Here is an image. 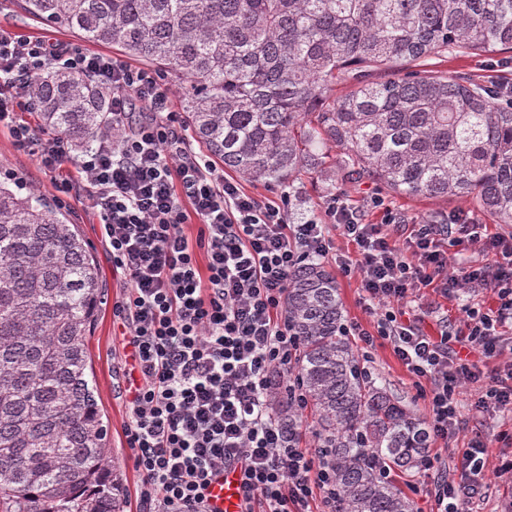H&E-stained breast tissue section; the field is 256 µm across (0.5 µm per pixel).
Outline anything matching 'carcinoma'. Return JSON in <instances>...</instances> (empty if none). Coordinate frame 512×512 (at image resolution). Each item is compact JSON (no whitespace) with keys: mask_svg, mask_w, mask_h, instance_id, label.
Masks as SVG:
<instances>
[{"mask_svg":"<svg viewBox=\"0 0 512 512\" xmlns=\"http://www.w3.org/2000/svg\"><path fill=\"white\" fill-rule=\"evenodd\" d=\"M90 43L119 46L184 90L194 138L246 180L336 178L327 162L396 195L456 198L512 224V89L415 67L450 53L512 51V0H22ZM352 84L337 95L336 87ZM31 84L41 126L86 149L112 127L109 92L48 67ZM0 180V512H123L120 467L87 373L105 288L76 225ZM289 377L273 391L290 434L314 423L341 512H414L390 470L429 460L427 423L362 375L340 332L336 278L292 275Z\"/></svg>","mask_w":512,"mask_h":512,"instance_id":"1","label":"carcinoma"}]
</instances>
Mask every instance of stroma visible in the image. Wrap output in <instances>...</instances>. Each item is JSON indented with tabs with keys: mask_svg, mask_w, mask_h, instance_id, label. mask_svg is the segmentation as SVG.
<instances>
[{
	"mask_svg": "<svg viewBox=\"0 0 512 512\" xmlns=\"http://www.w3.org/2000/svg\"><path fill=\"white\" fill-rule=\"evenodd\" d=\"M0 27L11 29L24 36L54 38L73 46L87 47L88 51L123 59L120 48L109 45L84 43L83 39L68 29L54 23L28 16L17 4V0H0ZM428 71H444L476 81H492L501 77L512 82V53L500 55L451 54L427 60ZM20 177L26 186L32 187L54 205H60L71 223L77 224L80 233L89 242L106 288V296L98 315L92 336L88 342L91 357L92 376L95 382L98 402L109 423L110 454L122 467L125 484L124 512H138V477L129 459L131 451L125 434L128 405L121 389L120 370L122 350L115 335L118 319L113 315V305L122 295L124 282L120 273L112 269V256L100 230V219L83 203L74 198H61L55 185L53 173L41 167L36 157L19 150L13 143L8 128L0 127V177ZM347 199L360 210L365 222L380 223L385 209H392L404 217L407 223H444L450 213L467 210L476 222L487 225L490 232L509 234L512 228L492 223L490 217L477 208H463L454 199H428L424 197H402L382 193L379 186L370 179L351 180L337 176L329 181L310 176L296 184L291 190V207L294 214L303 216L323 211L331 196ZM383 196L384 207L374 206L375 196ZM355 350H367L371 362V377L376 385L384 387L398 401L416 414H423L424 402L419 396L414 378L395 357L391 347L383 340H376L372 347H363L354 342ZM462 415L467 431L461 434L454 446L449 448V457H456L467 446L469 431L481 432L491 443L492 456L512 455V443L502 440V433L512 434V412L503 411L491 416L473 414L470 405H463ZM488 485L484 494L473 505V512H512V475L488 468Z\"/></svg>",
	"mask_w": 512,
	"mask_h": 512,
	"instance_id": "35a3bbf8",
	"label": "stroma"
}]
</instances>
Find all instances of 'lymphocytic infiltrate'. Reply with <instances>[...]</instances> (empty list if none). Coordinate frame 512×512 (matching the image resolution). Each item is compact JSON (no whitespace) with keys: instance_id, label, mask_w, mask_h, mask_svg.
Returning <instances> with one entry per match:
<instances>
[{"instance_id":"obj_1","label":"lymphocytic infiltrate","mask_w":512,"mask_h":512,"mask_svg":"<svg viewBox=\"0 0 512 512\" xmlns=\"http://www.w3.org/2000/svg\"><path fill=\"white\" fill-rule=\"evenodd\" d=\"M51 64L112 89L111 135L78 156L65 138L23 118L34 110L30 80ZM2 124L19 149L61 173V193L100 216L124 275L126 292L113 309L130 351L125 433L140 512H208L212 476L236 465L242 512H338L329 449L288 434L266 404L272 370L288 371L298 350L284 304L293 273L308 261L357 280L373 328L347 323L343 332L367 345L390 343L422 384L434 440H458L462 394L482 414L512 410V235L490 233L462 211L411 230L390 209L367 224L337 195L323 217L290 221L288 195L248 194L194 150L155 73L0 27ZM192 216L193 237L185 231ZM340 239L353 252L337 248ZM462 244L493 262L450 273V250ZM427 288L444 298L487 288L495 305L463 306L459 323L432 335L421 326ZM488 455L487 442L472 439L456 481L438 463L436 512H468Z\"/></svg>"}]
</instances>
